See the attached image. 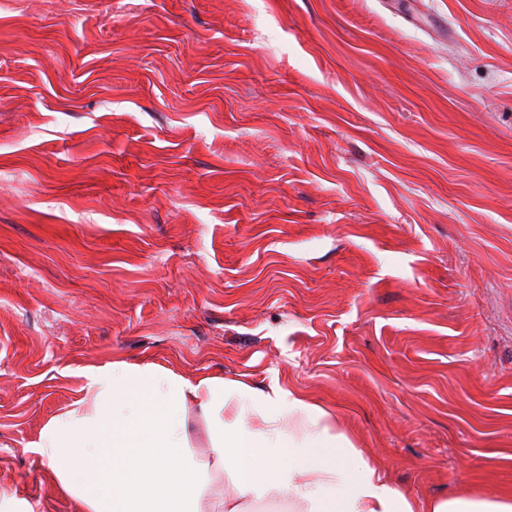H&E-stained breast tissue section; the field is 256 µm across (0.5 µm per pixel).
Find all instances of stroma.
I'll list each match as a JSON object with an SVG mask.
<instances>
[{
  "label": "stroma",
  "mask_w": 512,
  "mask_h": 512,
  "mask_svg": "<svg viewBox=\"0 0 512 512\" xmlns=\"http://www.w3.org/2000/svg\"><path fill=\"white\" fill-rule=\"evenodd\" d=\"M118 358L512 496V0H0L1 493Z\"/></svg>",
  "instance_id": "stroma-1"
}]
</instances>
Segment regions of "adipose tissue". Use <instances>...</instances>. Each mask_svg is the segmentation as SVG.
<instances>
[{
    "label": "adipose tissue",
    "mask_w": 512,
    "mask_h": 512,
    "mask_svg": "<svg viewBox=\"0 0 512 512\" xmlns=\"http://www.w3.org/2000/svg\"><path fill=\"white\" fill-rule=\"evenodd\" d=\"M84 396L50 417L32 448L79 512H512L511 496L425 503L380 466L310 396L242 377L187 376L152 360L86 367ZM203 424L192 435L189 416ZM153 455L154 470L127 465ZM188 468L189 484L162 472Z\"/></svg>",
    "instance_id": "ef3b65f1"
}]
</instances>
